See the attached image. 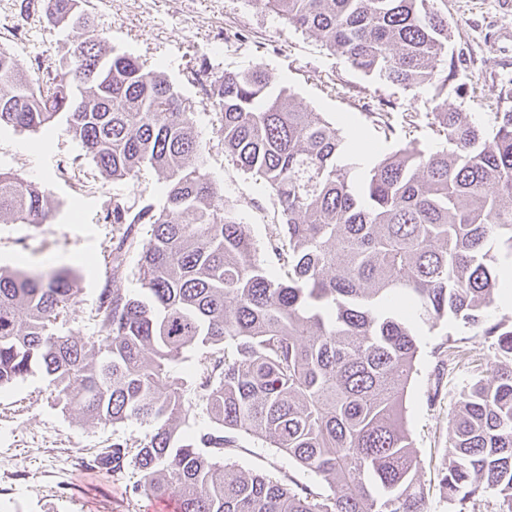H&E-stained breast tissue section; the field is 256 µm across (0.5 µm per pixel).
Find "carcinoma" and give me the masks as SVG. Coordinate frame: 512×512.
<instances>
[{
    "mask_svg": "<svg viewBox=\"0 0 512 512\" xmlns=\"http://www.w3.org/2000/svg\"><path fill=\"white\" fill-rule=\"evenodd\" d=\"M344 57L405 89L436 83L447 0H255ZM68 49L42 77L0 50V128L65 126L114 182L151 170L164 203L131 210L112 194L111 224H148L139 293H102L94 332L62 331L78 303L69 271L0 267V389L35 371L49 394L96 425L154 423L114 441L97 466H132L135 490L178 512H431L406 419L418 329L459 324L494 338L495 376L461 391L437 464L443 501L512 512V323H492L512 265V109L484 127L438 107L445 148L408 145L359 172L355 149L323 113L276 87L261 63L215 76L190 67L216 116L224 156L264 184L277 208L267 259L206 173L212 146L166 74L95 32L80 0H47ZM49 197L0 170V223L39 224ZM200 350L196 370L177 372ZM470 349L441 343L437 369ZM209 424L180 438L195 411ZM249 435L320 478L298 484L244 471L225 453Z\"/></svg>",
    "mask_w": 512,
    "mask_h": 512,
    "instance_id": "1",
    "label": "carcinoma"
}]
</instances>
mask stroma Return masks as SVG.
Here are the masks:
<instances>
[{"instance_id": "stroma-1", "label": "stroma", "mask_w": 512, "mask_h": 512, "mask_svg": "<svg viewBox=\"0 0 512 512\" xmlns=\"http://www.w3.org/2000/svg\"><path fill=\"white\" fill-rule=\"evenodd\" d=\"M32 2L0 0V48L31 77L39 61L60 58L67 49L63 33L37 22ZM81 7L117 51L160 66L192 103L195 128L207 142L217 139L212 110L198 88L183 80L185 67L201 61L218 75L263 64L273 83L289 87L298 104L325 113L344 136L360 134L379 157L409 144L426 152L440 150L442 144L423 115L441 104L470 113L480 126L489 110L481 91L504 90L508 97L500 105L512 109V8H505L503 0H448V45L436 63L437 72L449 76L443 89L379 82L252 0H82ZM378 106L391 115L390 135L381 134L370 118ZM412 112L422 115L414 127L407 120ZM0 169L41 183L52 205L43 223H0V266L77 269L78 303L63 330L90 334L91 315L103 290L138 293L139 243L148 236L147 225H135L136 243L127 250L124 265L113 269L112 248L125 227L104 223L102 211L116 190L137 205H160L163 181L152 171L119 185L106 180L61 127L38 132L0 129ZM208 173L237 204L257 246H264L274 209L262 185L218 148L210 156ZM460 339L471 348L475 366L461 364L436 377L433 347ZM419 344L407 420L423 462L420 478L429 502L435 512H451L440 500L435 472L446 446L448 410L473 368L490 377L497 357L491 343L452 326L421 328ZM47 385L37 373L0 389V512H159L158 500L135 491L134 469L113 475L93 465L98 449L117 439H144L152 434V425L87 423L50 398ZM230 460L242 469L281 479L304 484L316 480L288 455L247 435L241 436Z\"/></svg>"}]
</instances>
